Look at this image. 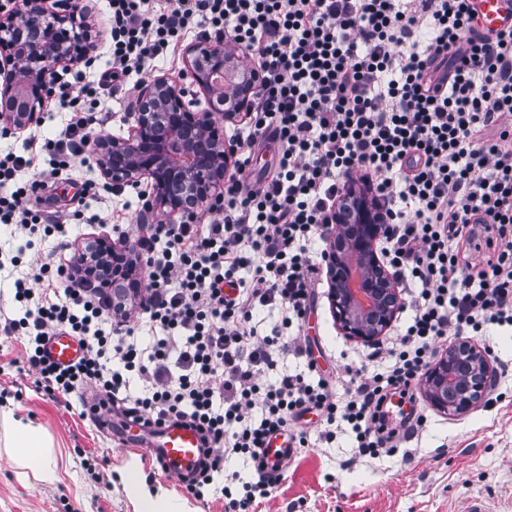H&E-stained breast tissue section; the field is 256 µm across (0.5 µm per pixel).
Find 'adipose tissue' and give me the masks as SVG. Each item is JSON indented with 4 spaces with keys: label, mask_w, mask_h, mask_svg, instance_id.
<instances>
[{
    "label": "adipose tissue",
    "mask_w": 512,
    "mask_h": 512,
    "mask_svg": "<svg viewBox=\"0 0 512 512\" xmlns=\"http://www.w3.org/2000/svg\"><path fill=\"white\" fill-rule=\"evenodd\" d=\"M0 445L17 467L31 471L36 481L53 484L59 480L51 438L26 416L8 412L0 417Z\"/></svg>",
    "instance_id": "ef3b65f1"
}]
</instances>
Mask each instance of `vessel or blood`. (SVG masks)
Wrapping results in <instances>:
<instances>
[{
    "label": "vessel or blood",
    "instance_id": "vessel-or-blood-1",
    "mask_svg": "<svg viewBox=\"0 0 512 512\" xmlns=\"http://www.w3.org/2000/svg\"><path fill=\"white\" fill-rule=\"evenodd\" d=\"M481 27L498 31L512 26V0H473ZM50 358L60 364L75 361L81 354L79 342L67 333L49 340ZM201 443L199 431L186 425L166 424L157 428L153 441L142 448L141 457L125 468L127 484L138 483L145 468L160 467L164 477L181 480L198 462Z\"/></svg>",
    "mask_w": 512,
    "mask_h": 512
}]
</instances>
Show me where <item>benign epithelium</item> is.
<instances>
[{"instance_id":"benign-epithelium-1","label":"benign epithelium","mask_w":512,"mask_h":512,"mask_svg":"<svg viewBox=\"0 0 512 512\" xmlns=\"http://www.w3.org/2000/svg\"><path fill=\"white\" fill-rule=\"evenodd\" d=\"M95 37L91 9L81 0L63 12L50 10L48 0H21L17 11L0 17V49L7 51L0 57V124L14 130L39 124L58 70L82 61ZM186 77L205 93L207 108L190 109L176 80L141 82L129 137H106L96 147V165L112 184L151 182L148 207L169 224L224 190L236 153L224 140L220 121L234 122L252 110L259 81L250 52L208 43L188 48ZM386 231L368 187L351 180L336 204V231L325 238L323 259L336 322L345 335L365 344L378 341L400 309L397 282L376 251ZM70 249L73 270L89 282H97V261L110 258L112 273L131 280L125 295L135 302L144 297V284L129 278L108 242L97 239ZM491 378L488 350L461 336L429 364L423 385L435 409L458 416L485 398Z\"/></svg>"}]
</instances>
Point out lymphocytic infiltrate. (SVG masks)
Wrapping results in <instances>:
<instances>
[{
	"label": "lymphocytic infiltrate",
	"mask_w": 512,
	"mask_h": 512,
	"mask_svg": "<svg viewBox=\"0 0 512 512\" xmlns=\"http://www.w3.org/2000/svg\"><path fill=\"white\" fill-rule=\"evenodd\" d=\"M112 67L98 85L65 86L72 116L44 149L67 168L96 140L98 88L123 89L131 74L174 54L193 26L205 39L254 49L262 73L243 145L224 195L210 205L218 221L188 213L178 224L140 226L130 264L144 262L146 302L132 309L69 265L33 262L15 281L25 313L9 334L27 339L26 362L48 396L92 386L113 413L150 425L184 421L203 434L204 459L186 489L203 497L231 456L256 475L241 498L221 492L230 512H248L281 480L263 452L273 435L291 449L308 432L296 422L317 411L319 440L345 423L359 457L396 451L387 427L388 396L406 395L437 341L512 327V29L483 33L471 0H108ZM279 146L273 176L243 177L257 141ZM29 161L0 156V223L27 239L63 232L32 201L35 178L2 195ZM372 182L390 226L382 253L413 282L412 319L396 337L388 365L364 375L345 366L346 397L321 378L285 373L260 385L282 343L308 353L301 322L313 299L306 244L330 233L338 200L354 173ZM496 231L506 245L469 275L454 243L469 225ZM249 287L224 293L240 268ZM284 315L258 337L257 307ZM65 331L84 345L61 366L45 342Z\"/></svg>",
	"instance_id": "obj_1"
}]
</instances>
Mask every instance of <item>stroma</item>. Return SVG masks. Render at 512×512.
<instances>
[{"label": "stroma", "instance_id": "obj_1", "mask_svg": "<svg viewBox=\"0 0 512 512\" xmlns=\"http://www.w3.org/2000/svg\"><path fill=\"white\" fill-rule=\"evenodd\" d=\"M135 105L130 85L121 93L102 96L98 103L105 118L102 134L127 136L134 123L129 110ZM66 120V109L50 100L41 123L0 138V151L36 156L38 168H45L47 155L36 154L30 142L35 137H54ZM100 178L90 156L60 178L49 180L41 191L39 206L47 212L80 211V221L68 227L66 235L35 239L33 247L23 251L18 239L0 232V251L21 257L19 267L0 270V410L41 425L57 447L60 470L59 482L52 485L21 480L15 463L0 447V512H136L137 497L123 478L132 449L119 446L117 439L83 415L79 394L46 396L37 386L35 372L19 367L24 339L4 331L10 320L23 315L14 299V280L33 260L52 255L65 261L71 256V244L107 236L101 219L116 207L122 224L159 222L157 213L142 212L132 189H125L118 198L108 190L95 197L79 194L84 181ZM324 247L320 239L310 247L317 269L315 299L301 327L314 357L310 363L329 379L348 364L370 373L381 370L388 362L387 348L413 312L401 307L377 344L344 336L330 309L329 280L321 258ZM477 342L493 355L488 402L466 414L449 416L430 404L423 385H416L411 399L393 397L387 406L388 418L396 425L409 414H420L426 419L424 427L400 438L398 453L372 460H354L348 432H339L330 446L309 435L307 447L289 461L270 495L255 502V512H472L476 506L483 512H512V330L489 329ZM310 363L289 353L262 378L272 382L284 371L300 372ZM162 488L177 495L186 512H225L220 491L199 501L161 474L143 475L141 492L153 494Z\"/></svg>", "mask_w": 512, "mask_h": 512}]
</instances>
